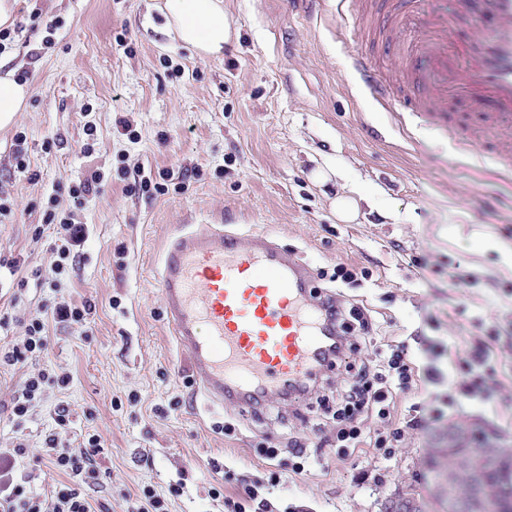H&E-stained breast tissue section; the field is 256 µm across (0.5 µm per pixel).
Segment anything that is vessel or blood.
<instances>
[{
    "label": "vessel or blood",
    "mask_w": 512,
    "mask_h": 512,
    "mask_svg": "<svg viewBox=\"0 0 512 512\" xmlns=\"http://www.w3.org/2000/svg\"><path fill=\"white\" fill-rule=\"evenodd\" d=\"M370 2L339 0V22L364 26ZM388 2L382 45L400 67L387 77L352 53L362 91L447 126L462 151L487 130L508 164L503 177L512 176V0ZM452 100L478 128L449 125ZM159 296L178 348L215 403L250 408L303 394L307 378L336 353L312 269L265 233L244 240L206 226L177 235L162 261Z\"/></svg>",
    "instance_id": "1"
}]
</instances>
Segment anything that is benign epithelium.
<instances>
[{"label": "benign epithelium", "instance_id": "1", "mask_svg": "<svg viewBox=\"0 0 512 512\" xmlns=\"http://www.w3.org/2000/svg\"><path fill=\"white\" fill-rule=\"evenodd\" d=\"M496 435L482 429V440L473 443L468 428L448 425V446L452 457L446 478L445 497L439 499L443 512H480L488 503L500 505L502 512H512V499L502 495L503 485L512 476V450L494 445ZM495 473L502 483L494 484L485 475Z\"/></svg>", "mask_w": 512, "mask_h": 512}]
</instances>
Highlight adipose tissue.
<instances>
[{"label":"adipose tissue","instance_id":"adipose-tissue-1","mask_svg":"<svg viewBox=\"0 0 512 512\" xmlns=\"http://www.w3.org/2000/svg\"><path fill=\"white\" fill-rule=\"evenodd\" d=\"M170 35L201 57L223 55L231 36L224 0H164ZM30 94L28 82L0 61V130L8 128Z\"/></svg>","mask_w":512,"mask_h":512}]
</instances>
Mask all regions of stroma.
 Listing matches in <instances>:
<instances>
[{
    "mask_svg": "<svg viewBox=\"0 0 512 512\" xmlns=\"http://www.w3.org/2000/svg\"><path fill=\"white\" fill-rule=\"evenodd\" d=\"M162 5L17 0L8 53L34 91L0 132V197L10 206L0 215V259L43 276L22 288L0 269V313L11 318L0 350L22 342L43 306L88 302L93 311L85 325L52 327L48 355L0 366V448L28 447L15 477L49 495L65 476L39 455L46 437L63 432L76 450L97 434V476L82 488L93 512H135L146 490L167 512H224L225 499L249 486L271 512H382L403 487L416 512H439L435 476L448 468L449 424L489 425L512 447V180L483 144L458 151L445 133L399 120L357 89L353 51L381 73L399 68L375 35L388 11L380 0L366 34L337 22L336 0L310 10L292 0H224L233 34L219 58L174 41ZM52 22L59 28L50 35ZM317 169L329 182L313 180ZM169 171L183 178L166 194L140 188ZM95 172L108 181L104 194L75 205L70 187ZM353 192L365 197L359 216L339 221L331 202ZM52 195L88 227L79 258L60 275L50 269L56 236L44 219ZM202 225L271 235L343 310L366 309L377 334L352 363L395 340L420 369L441 371L413 403L421 426L406 431L386 467H375L366 446L331 460L328 474L267 485L258 445L279 449L288 468L294 440H333L345 371L325 373L305 402L244 412L204 396L158 288L166 242ZM339 262L357 267L358 280L333 281ZM484 344L499 371L493 406L448 384L464 373L466 350ZM45 368L69 374V384L47 388L26 421L11 422L14 397ZM413 404L398 399L399 413ZM225 422L231 435L217 430Z\"/></svg>",
    "mask_w": 512,
    "mask_h": 512,
    "instance_id": "35a3bbf8",
    "label": "stroma"
}]
</instances>
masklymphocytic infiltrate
<instances>
[{
  "instance_id": "obj_1",
  "label": "lymphocytic infiltrate",
  "mask_w": 512,
  "mask_h": 512,
  "mask_svg": "<svg viewBox=\"0 0 512 512\" xmlns=\"http://www.w3.org/2000/svg\"><path fill=\"white\" fill-rule=\"evenodd\" d=\"M47 224L56 228L59 243L55 248L53 272H61L66 262L73 260L75 250L86 239V226L73 212L50 209ZM91 311L90 305L75 306L59 303L44 309L40 317L26 326L22 344L0 351V365L15 366L24 363L27 356L47 352L50 345V323L84 324ZM339 305L328 301L326 315L342 335L351 339L350 349H360L372 339L373 322L366 310L350 309L353 323L345 325ZM465 379L458 383L464 395L479 396L482 401H493L496 395V373L488 364L485 348L473 350L466 361ZM346 377L338 392L340 405L336 411V457L347 460L353 449L370 443L380 452L381 460H389L404 440L406 431L415 429L417 418L395 426L394 398L397 394H418L438 378L437 369L420 373L419 367L405 343L387 346L376 354L375 360L354 365L345 363ZM102 448L101 438L91 435L79 450H72L60 432L49 435L42 450L52 468L66 475V482L57 484L50 496L43 497L27 491L13 476L15 456L24 454V445L0 450V512H90L81 493L87 479L96 475V458Z\"/></svg>"
}]
</instances>
